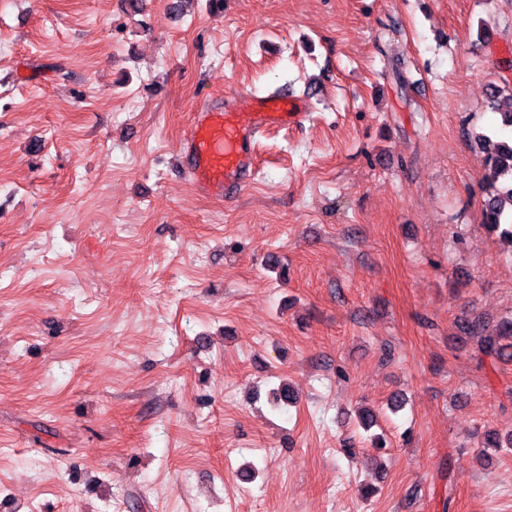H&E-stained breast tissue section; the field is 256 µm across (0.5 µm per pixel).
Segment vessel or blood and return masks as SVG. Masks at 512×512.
Listing matches in <instances>:
<instances>
[{"label": "vessel or blood", "instance_id": "b4317fda", "mask_svg": "<svg viewBox=\"0 0 512 512\" xmlns=\"http://www.w3.org/2000/svg\"><path fill=\"white\" fill-rule=\"evenodd\" d=\"M308 117L305 100L285 90L269 96L234 93L195 111L182 142V166L202 196L235 197L254 174L259 136L270 128L299 126Z\"/></svg>", "mask_w": 512, "mask_h": 512}]
</instances>
